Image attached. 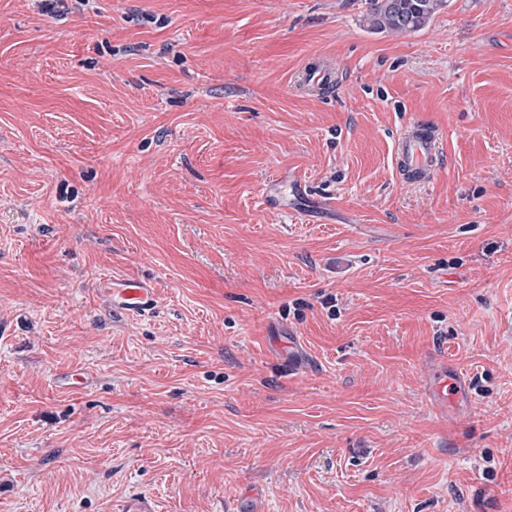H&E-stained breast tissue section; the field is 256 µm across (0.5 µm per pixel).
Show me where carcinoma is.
<instances>
[{"mask_svg":"<svg viewBox=\"0 0 512 512\" xmlns=\"http://www.w3.org/2000/svg\"><path fill=\"white\" fill-rule=\"evenodd\" d=\"M447 0H369L367 14L373 30L409 34L430 24Z\"/></svg>","mask_w":512,"mask_h":512,"instance_id":"obj_1","label":"carcinoma"}]
</instances>
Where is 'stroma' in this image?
<instances>
[{"instance_id": "1", "label": "stroma", "mask_w": 512, "mask_h": 512, "mask_svg": "<svg viewBox=\"0 0 512 512\" xmlns=\"http://www.w3.org/2000/svg\"><path fill=\"white\" fill-rule=\"evenodd\" d=\"M367 9L0 0V512H512V0ZM369 27L373 30L409 34L430 24L447 0H368ZM442 145L439 129L413 126L396 144L394 162L397 170L407 176L429 177L442 154ZM105 294L116 312L144 314L156 304L154 285L146 280L112 278L104 284ZM465 390L462 379L459 378H444L439 380L433 387V395L439 401H456L463 396Z\"/></svg>"}]
</instances>
